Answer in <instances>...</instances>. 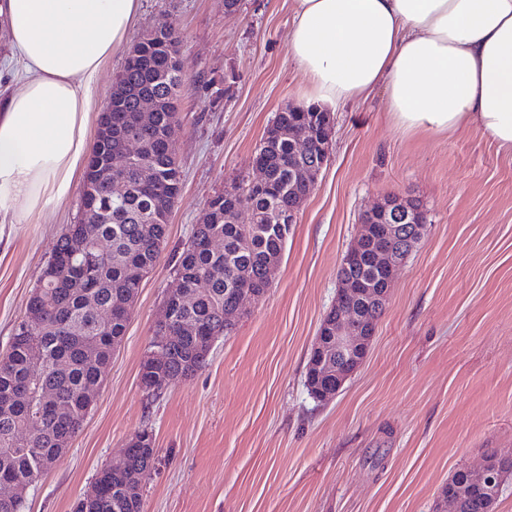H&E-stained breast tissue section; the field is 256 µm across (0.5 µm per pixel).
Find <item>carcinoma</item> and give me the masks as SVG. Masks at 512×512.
<instances>
[{
  "label": "carcinoma",
  "mask_w": 512,
  "mask_h": 512,
  "mask_svg": "<svg viewBox=\"0 0 512 512\" xmlns=\"http://www.w3.org/2000/svg\"><path fill=\"white\" fill-rule=\"evenodd\" d=\"M137 48L151 67L124 66L119 77L133 89L161 103L151 124L136 120V99L127 96L111 113L112 139H96L77 222L57 239L52 256L39 272L24 318L16 325L0 355V485L31 486L45 475L41 462L52 464L68 450L93 403L88 390L100 385L113 351L126 335L131 307L144 276L158 262L169 214L180 192L181 174L170 139L178 113L167 103L181 97L189 76L181 57L180 38L162 22L145 30ZM325 132L318 112H280L267 127L254 153L259 184L232 183L207 204V218L192 230L175 273L190 304L173 294L167 298L178 337L160 361L147 355L139 379L154 395L204 366L203 353L224 334L227 310L241 290L265 295L271 281L268 265L279 261L290 227L280 221L307 186L295 178L302 165L317 166L325 157ZM140 143L134 163L114 164L127 141ZM155 170L157 182L143 183L140 166ZM250 222L235 221L238 210ZM376 245L368 242L362 257L337 274L348 273L364 288H377L383 274L374 262ZM208 287L200 290L199 282ZM46 356L33 362L30 349ZM152 432L142 430L121 459L97 477L100 497L79 500L75 512H143V483L155 470ZM461 495L458 512H494L470 491L466 469L448 481Z\"/></svg>",
  "instance_id": "cac0c4a2"
}]
</instances>
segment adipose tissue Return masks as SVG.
Wrapping results in <instances>:
<instances>
[{
  "instance_id": "ef3b65f1",
  "label": "adipose tissue",
  "mask_w": 512,
  "mask_h": 512,
  "mask_svg": "<svg viewBox=\"0 0 512 512\" xmlns=\"http://www.w3.org/2000/svg\"><path fill=\"white\" fill-rule=\"evenodd\" d=\"M291 56L306 102L385 90L406 131L475 126L512 149V0H294ZM139 0H0V226L66 200L89 158L102 63Z\"/></svg>"
}]
</instances>
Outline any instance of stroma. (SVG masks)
Listing matches in <instances>:
<instances>
[{
	"instance_id": "obj_1",
	"label": "stroma",
	"mask_w": 512,
	"mask_h": 512,
	"mask_svg": "<svg viewBox=\"0 0 512 512\" xmlns=\"http://www.w3.org/2000/svg\"><path fill=\"white\" fill-rule=\"evenodd\" d=\"M292 13L293 0H240L233 13L224 0H140L130 41L170 23L190 76L174 134L181 192L95 400L69 451L23 492L24 512H74L144 429L159 462L143 512H437L457 469L512 452V154L474 127L404 132L380 90L334 110L329 160L267 293L194 375L154 397L141 388L194 225L225 186L258 178L264 131L304 101ZM392 193L420 203L427 232L393 277L364 362L317 403L305 372L337 270L361 215ZM81 196L0 231V351Z\"/></svg>"
}]
</instances>
